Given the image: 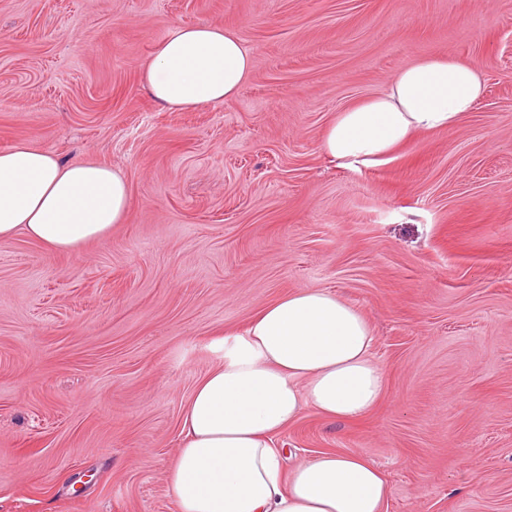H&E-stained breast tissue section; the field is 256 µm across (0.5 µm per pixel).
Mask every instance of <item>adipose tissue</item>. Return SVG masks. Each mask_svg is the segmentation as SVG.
I'll return each mask as SVG.
<instances>
[{"instance_id":"1","label":"adipose tissue","mask_w":512,"mask_h":512,"mask_svg":"<svg viewBox=\"0 0 512 512\" xmlns=\"http://www.w3.org/2000/svg\"><path fill=\"white\" fill-rule=\"evenodd\" d=\"M255 58L216 23L173 24L141 61L142 88L162 109L194 110L237 95ZM483 70L446 56L402 66L386 88L338 112L320 149L353 168L420 133L452 129L474 110ZM129 187L112 168L67 163L48 147L0 151V240L24 235L51 252L81 254L122 224ZM365 316L335 294L304 289L225 334L221 363L194 385L168 480L177 512H383L381 470L356 454L325 452L285 468L275 437L304 407L335 420L370 412L385 373Z\"/></svg>"}]
</instances>
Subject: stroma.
<instances>
[{
    "mask_svg": "<svg viewBox=\"0 0 512 512\" xmlns=\"http://www.w3.org/2000/svg\"><path fill=\"white\" fill-rule=\"evenodd\" d=\"M176 22L238 33L235 98L141 89ZM434 54L486 72L458 126L355 169L320 151ZM23 140L120 172L130 204L78 257L0 242V512H176L217 341L310 288L368 319L385 390L351 421L305 408L291 462L367 458L386 512H512V0H0V150Z\"/></svg>",
    "mask_w": 512,
    "mask_h": 512,
    "instance_id": "obj_1",
    "label": "stroma"
}]
</instances>
